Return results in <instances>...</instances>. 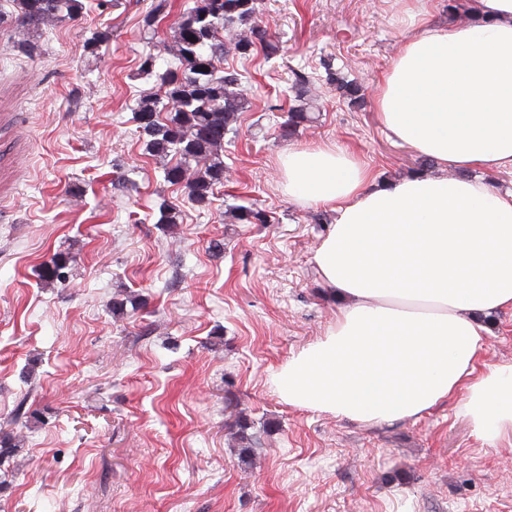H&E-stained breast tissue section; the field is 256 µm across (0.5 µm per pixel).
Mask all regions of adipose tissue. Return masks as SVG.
Listing matches in <instances>:
<instances>
[{
  "label": "adipose tissue",
  "mask_w": 512,
  "mask_h": 512,
  "mask_svg": "<svg viewBox=\"0 0 512 512\" xmlns=\"http://www.w3.org/2000/svg\"><path fill=\"white\" fill-rule=\"evenodd\" d=\"M471 7L464 24L412 25L375 97L383 129L437 175L380 182L331 146L281 154L289 199L333 214L313 263L341 305L273 382L288 405L361 424L458 395L492 446L512 440V363L479 357L512 309V192L463 172L512 167V0Z\"/></svg>",
  "instance_id": "ef3b65f1"
}]
</instances>
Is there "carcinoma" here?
<instances>
[{
  "mask_svg": "<svg viewBox=\"0 0 512 512\" xmlns=\"http://www.w3.org/2000/svg\"><path fill=\"white\" fill-rule=\"evenodd\" d=\"M14 13L0 12V24L12 23L21 38L14 41L15 51L34 57L41 52L35 34L49 22L76 20L83 12L82 0H13ZM167 9V0L157 3L141 18L143 28H157ZM258 0H193L174 27L171 51L179 65L157 74L156 89L143 94L133 108L144 152L159 160L173 159L164 165L166 182L186 190L188 199L200 208L212 202L214 190L224 183V138L235 130L239 114L248 107L240 89L238 74L222 67L224 55L233 50L247 57L260 48L266 55L278 52L267 29L257 22ZM243 26L228 48L224 31ZM333 84L340 97L359 107L365 104V89L356 80L336 77ZM297 105L288 111L283 131L293 136L315 120V100L309 80L296 74L293 84ZM236 224H265L264 211L237 205L229 210ZM72 256L59 252L42 267L48 281L66 279ZM17 418L37 426L43 422L38 409L24 401L16 407ZM18 444L12 433L0 427V461L14 456Z\"/></svg>",
  "mask_w": 512,
  "mask_h": 512,
  "instance_id": "1",
  "label": "carcinoma"
}]
</instances>
